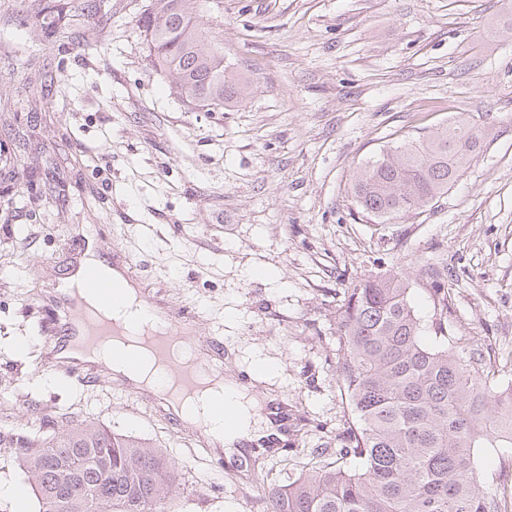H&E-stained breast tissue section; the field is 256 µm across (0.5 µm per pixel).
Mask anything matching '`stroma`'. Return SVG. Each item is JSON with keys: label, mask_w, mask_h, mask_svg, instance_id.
Returning a JSON list of instances; mask_svg holds the SVG:
<instances>
[{"label": "stroma", "mask_w": 512, "mask_h": 512, "mask_svg": "<svg viewBox=\"0 0 512 512\" xmlns=\"http://www.w3.org/2000/svg\"><path fill=\"white\" fill-rule=\"evenodd\" d=\"M39 2L0 0V420L105 424L178 461L172 512H262L264 478L340 446L336 308L376 275L405 278L426 324L443 284L449 343L512 381V0H199L248 83L218 112L150 61L138 20L151 0H110L109 19L84 12L51 44ZM31 55L53 77L45 111L28 100ZM463 114L480 148L447 193L366 216L355 174ZM88 247L133 257L143 298L167 315L196 306L225 372L267 365L252 393L286 406L284 447L247 474L153 394L52 372L57 289Z\"/></svg>", "instance_id": "35a3bbf8"}]
</instances>
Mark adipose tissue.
Masks as SVG:
<instances>
[{
	"label": "adipose tissue",
	"mask_w": 512,
	"mask_h": 512,
	"mask_svg": "<svg viewBox=\"0 0 512 512\" xmlns=\"http://www.w3.org/2000/svg\"><path fill=\"white\" fill-rule=\"evenodd\" d=\"M84 263L97 268L121 295L118 304L106 308V315L136 324L145 312L144 301L138 297L136 287L95 256H87ZM125 352L120 343L112 350L111 371L115 378L128 380L157 395L165 393L167 383L161 371L155 369L151 357L144 354L133 363ZM212 381V387L190 399L192 413L187 423L204 425L206 437L210 443L221 444L226 458H241L243 443L273 435L274 422L271 416L261 413L257 399L248 394L246 386L239 381L220 375L213 376Z\"/></svg>",
	"instance_id": "1"
}]
</instances>
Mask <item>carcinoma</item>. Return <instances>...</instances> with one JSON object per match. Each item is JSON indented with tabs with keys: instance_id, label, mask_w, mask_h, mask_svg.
<instances>
[{
	"instance_id": "cac0c4a2",
	"label": "carcinoma",
	"mask_w": 512,
	"mask_h": 512,
	"mask_svg": "<svg viewBox=\"0 0 512 512\" xmlns=\"http://www.w3.org/2000/svg\"><path fill=\"white\" fill-rule=\"evenodd\" d=\"M73 5L47 0L35 25L47 40L68 28ZM196 0H154L141 18L155 68L177 79L190 103L221 110L244 82L197 22ZM480 133L462 118L372 161L355 177L363 212L397 217L448 192L472 161ZM339 390L348 404L341 447L264 489L265 512H501L476 461L479 448H512V385L423 325L403 279L376 277L346 289L336 310ZM494 414H489V411ZM38 512H169L178 467L94 421L49 436L0 427Z\"/></svg>"
}]
</instances>
